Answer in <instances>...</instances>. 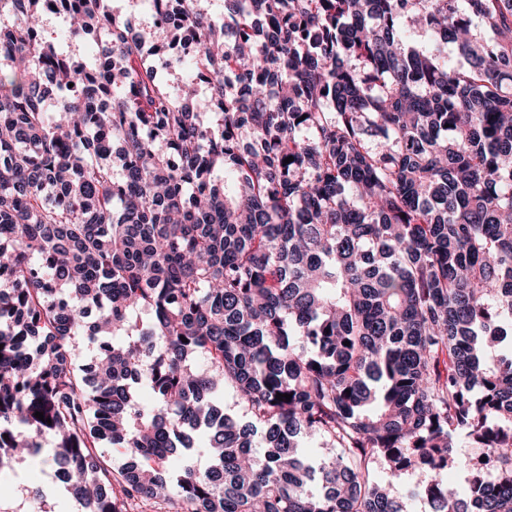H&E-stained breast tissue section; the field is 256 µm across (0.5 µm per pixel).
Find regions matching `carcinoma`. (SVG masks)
<instances>
[{"label": "carcinoma", "instance_id": "obj_1", "mask_svg": "<svg viewBox=\"0 0 512 512\" xmlns=\"http://www.w3.org/2000/svg\"><path fill=\"white\" fill-rule=\"evenodd\" d=\"M181 2L188 60L109 0H0V474L55 472L0 512H407L377 461L512 512V0ZM43 31L48 35H52L53 41L57 43V47L71 55L82 59L88 67L94 65V56L96 51L95 42H86L81 39H73L68 33V24L64 25L62 17L56 14L48 13L43 17Z\"/></svg>", "mask_w": 512, "mask_h": 512}]
</instances>
